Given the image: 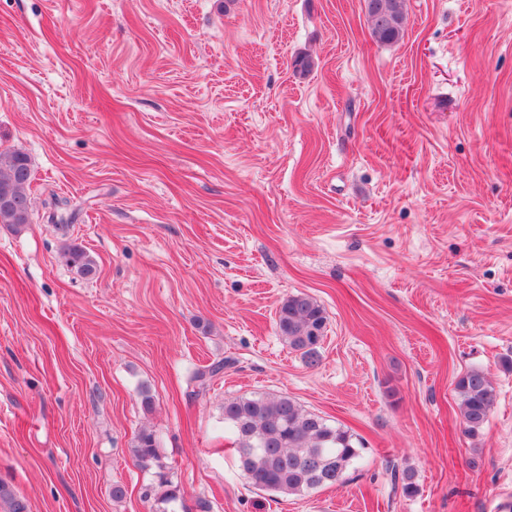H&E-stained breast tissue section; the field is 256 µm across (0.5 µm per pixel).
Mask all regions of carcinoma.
<instances>
[{
    "mask_svg": "<svg viewBox=\"0 0 512 512\" xmlns=\"http://www.w3.org/2000/svg\"><path fill=\"white\" fill-rule=\"evenodd\" d=\"M385 4L384 16L367 17L370 35L379 44L401 41L406 32V0H365ZM31 163L18 150L0 151V224L24 227L32 223L30 199ZM65 262L84 277L97 274L94 259L80 246L63 251ZM277 325L288 347L314 366L326 329L323 308L306 294L288 297L277 311ZM224 360L211 363L193 376L204 391L224 372ZM456 390L465 434L475 436L488 422L496 390L481 370L462 375ZM224 428L233 435V450L240 470L251 485L266 493L300 495L322 487L342 484L360 448L346 430L322 416L305 410L286 394L238 396L224 400ZM136 464L156 468L158 484L153 489L160 504L178 499L180 490L166 478L156 433L143 430L131 449ZM0 506L6 512H27L26 503L11 486L0 481Z\"/></svg>",
    "mask_w": 512,
    "mask_h": 512,
    "instance_id": "obj_1",
    "label": "carcinoma"
}]
</instances>
